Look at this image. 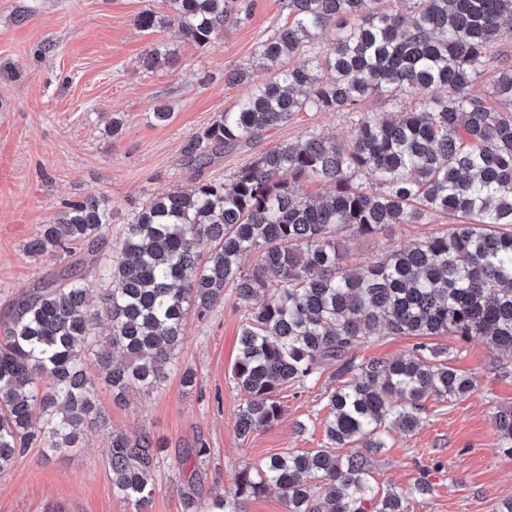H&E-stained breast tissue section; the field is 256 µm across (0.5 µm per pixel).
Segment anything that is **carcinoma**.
Wrapping results in <instances>:
<instances>
[{
  "instance_id": "carcinoma-1",
  "label": "carcinoma",
  "mask_w": 512,
  "mask_h": 512,
  "mask_svg": "<svg viewBox=\"0 0 512 512\" xmlns=\"http://www.w3.org/2000/svg\"><path fill=\"white\" fill-rule=\"evenodd\" d=\"M170 2L182 37L201 48L249 17L241 0ZM380 2L283 0L291 23L262 39L249 66L226 81L247 82L252 69L273 62L277 71L193 135L183 156L202 170L301 112H356L369 98L418 91L424 103L364 114L347 144L311 132L222 181L153 197L99 270L100 292L86 286L76 262L23 293L0 341V471L34 443L49 461L80 447L87 430L106 427L99 382L120 406L133 391L157 389L187 318L204 317L230 288L251 308L231 369L245 394L238 435L273 424L281 391L328 370L336 387L327 394L326 437L355 452L272 456L238 470L232 491H216L206 504L188 480L180 486L183 512H243L245 499L270 488L280 491L285 512H408L405 494L379 490L369 454L387 447L389 426L414 431L428 400L468 397L478 381L452 367L448 349L423 341L393 360L358 362L353 348L382 327L423 339L478 337L512 354V61L499 60L489 96L473 92L496 37L512 29V0H410L406 16ZM297 56L305 57L299 67L291 64ZM160 62H177L165 43L144 58ZM363 173L375 185L357 182ZM303 180L326 185L328 194L318 202L300 195L294 184ZM433 214L455 223L345 268L347 235L423 224ZM109 232V208L89 195L28 249L67 254L80 243L92 251ZM247 255L249 272L241 265ZM494 430L512 454V408L494 412ZM159 451L147 432L112 434V488L134 512H147L157 492ZM210 454L199 441L169 467L180 471Z\"/></svg>"
}]
</instances>
